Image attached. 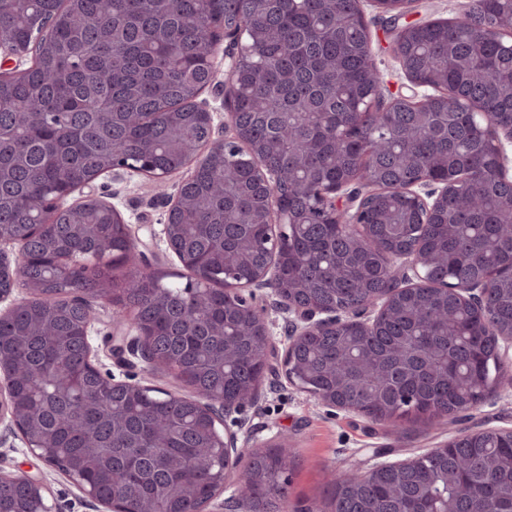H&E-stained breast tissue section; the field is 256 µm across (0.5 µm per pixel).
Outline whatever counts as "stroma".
<instances>
[{
	"label": "stroma",
	"mask_w": 512,
	"mask_h": 512,
	"mask_svg": "<svg viewBox=\"0 0 512 512\" xmlns=\"http://www.w3.org/2000/svg\"><path fill=\"white\" fill-rule=\"evenodd\" d=\"M369 28L373 62L383 76L384 95H404L421 99L424 89L407 79L393 51V22L380 13L373 0H361ZM191 174L184 167L167 178L165 190L143 175L109 173L80 187L68 196V204L86 196L111 203L120 212L133 234L142 240L143 262L161 275L182 272L183 267L168 249L160 231L167 221L169 197ZM257 300L266 305L271 332L268 370L257 400L246 403L227 419L241 443L259 450L287 439L295 458L288 473L290 512H330V480L340 470H366L382 462H402L448 440L486 427L512 429V391L493 395L468 416L452 424H418L410 432L399 433L386 423L346 411H330L308 394L292 387L281 374V362L288 340L289 315L275 308L271 289L257 291ZM121 329L112 324V307L100 301L94 306L91 330L95 362L103 375L113 381L150 385L183 396H193L191 387L164 372L145 368L133 356L114 357V339ZM0 471L25 473L40 479L52 494L57 512H102L87 498L77 483L61 471L45 466L31 455L22 437L0 425Z\"/></svg>",
	"instance_id": "1"
}]
</instances>
